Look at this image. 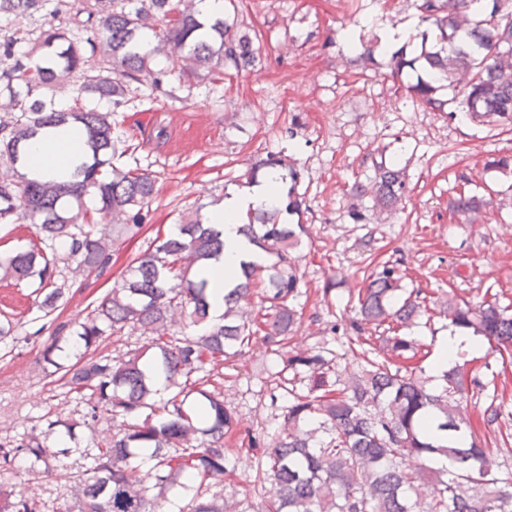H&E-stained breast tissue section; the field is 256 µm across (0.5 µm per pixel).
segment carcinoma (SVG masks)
Masks as SVG:
<instances>
[{
	"mask_svg": "<svg viewBox=\"0 0 512 512\" xmlns=\"http://www.w3.org/2000/svg\"><path fill=\"white\" fill-rule=\"evenodd\" d=\"M197 0L175 11L172 0H0V224H33L34 237L0 255V283L36 286L32 307L44 317L68 303V275L87 276L109 263L121 240L152 220L156 180L116 162L130 145L116 114L148 85V98L175 97L168 73L150 67L156 55L185 62L181 76L202 68L220 84L261 64L250 34L238 27L242 0H224V18L200 20ZM423 30L415 53L402 46L388 66L412 102L442 110V83L454 95L451 116L486 125H512V0H413ZM40 17L52 20L36 26ZM41 56L38 84L25 59ZM109 109L69 112L44 92L69 83ZM71 124L86 135L87 151L66 177L43 180L24 172L25 142L49 127ZM280 172L286 196L242 224L245 241L263 259L243 265L224 293L221 322L211 323L209 265L224 250L221 232L198 211L185 213L178 232L155 238L130 258L122 283L39 350L44 377L79 395L68 417L42 415L30 430L0 442V512H512V448L494 464L473 427L464 398L489 383L457 364L436 376L426 361L432 344L412 335L427 312V294L401 287L400 263L371 260L354 315L345 327L319 331L317 346L288 349L301 323L303 276L297 249L306 224H282L281 212L300 214V169L269 151L250 168ZM411 192L405 173L383 162L368 183L356 182L350 218L365 220L357 201L392 213ZM93 194L96 206L85 205ZM487 202L458 193L451 209L472 221ZM112 234L96 232L98 221ZM195 278H189L190 271ZM439 315L490 350L512 358V305L471 304L446 295ZM341 336H335L338 329ZM109 336L119 346L99 352ZM140 336L136 346L122 338ZM21 339L19 323L0 314V343ZM257 350L264 359L260 391L270 413L242 447H224L237 411L224 396V370ZM503 403L491 395L482 420L491 425ZM107 424L108 431L98 432ZM91 434L84 463L64 475L71 501L48 504L23 490L59 477L50 440ZM152 481L141 479L144 453ZM448 464L426 468L425 459ZM252 474L254 499L224 491L239 465ZM192 474L199 483L189 487ZM23 482H18V478Z\"/></svg>",
	"mask_w": 512,
	"mask_h": 512,
	"instance_id": "carcinoma-1",
	"label": "carcinoma"
}]
</instances>
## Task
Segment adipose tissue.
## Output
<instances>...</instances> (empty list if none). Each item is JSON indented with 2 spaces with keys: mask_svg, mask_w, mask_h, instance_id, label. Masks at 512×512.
I'll use <instances>...</instances> for the list:
<instances>
[{
  "mask_svg": "<svg viewBox=\"0 0 512 512\" xmlns=\"http://www.w3.org/2000/svg\"><path fill=\"white\" fill-rule=\"evenodd\" d=\"M86 152L83 133L72 127H58L48 134L37 135L25 149V168L34 176L46 177L64 170ZM278 177L270 171L260 183L241 191L227 192L224 199L208 209L206 221L224 231V251L212 264L213 278L208 289L210 313L220 319L224 312V274L239 271L242 263L256 260L257 255L238 232L248 211L268 207L274 198L273 187Z\"/></svg>",
  "mask_w": 512,
  "mask_h": 512,
  "instance_id": "ef3b65f1",
  "label": "adipose tissue"
}]
</instances>
